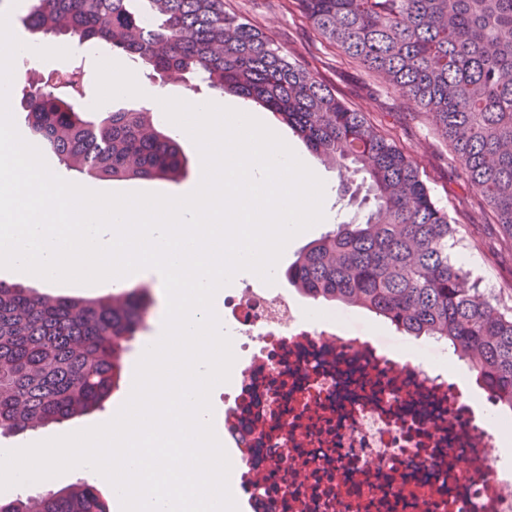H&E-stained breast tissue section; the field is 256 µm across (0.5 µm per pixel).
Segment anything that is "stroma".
Wrapping results in <instances>:
<instances>
[{
    "mask_svg": "<svg viewBox=\"0 0 512 512\" xmlns=\"http://www.w3.org/2000/svg\"><path fill=\"white\" fill-rule=\"evenodd\" d=\"M227 10L263 28L289 59L313 70L350 107L364 112L378 128L389 134L418 165L423 180L438 204L447 210L457 228L461 245L457 259L468 271L470 281L481 284L482 291L492 295L500 305L512 307V241L496 224L484 201L480 188L466 180L458 164L451 160L447 143L426 119L421 107L409 97L389 87L368 73L361 64L343 56L336 48L322 41L288 0H225ZM67 66L83 67L91 94L105 90V78L87 47L71 45L70 55L41 66L37 74L21 71L14 85L15 96H22L35 78L46 77L48 71ZM179 142L187 157V173L179 183L153 181L83 180L82 185L98 192H151L165 195L191 192L200 174L197 148L188 137ZM317 171L326 192L324 208L328 214L303 235L286 245L276 269V288L301 307L336 312L343 327H353L363 335L379 336L395 351L413 352L425 365L450 366L452 359L440 354L434 342L426 337L405 336L367 310L341 303L320 302L306 298L291 287L283 276L300 249L336 225L362 218L363 210L351 202L350 193L356 183L340 177L337 170L318 166ZM106 418L97 410L61 424L19 435H0V448L27 446L50 436L63 435L97 424Z\"/></svg>",
    "mask_w": 512,
    "mask_h": 512,
    "instance_id": "obj_1",
    "label": "stroma"
}]
</instances>
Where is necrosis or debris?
Wrapping results in <instances>:
<instances>
[{
  "label": "necrosis or debris",
  "mask_w": 512,
  "mask_h": 512,
  "mask_svg": "<svg viewBox=\"0 0 512 512\" xmlns=\"http://www.w3.org/2000/svg\"><path fill=\"white\" fill-rule=\"evenodd\" d=\"M238 349L224 445L245 512H512V461L448 371L317 321L275 288L224 298Z\"/></svg>",
  "instance_id": "necrosis-or-debris-1"
}]
</instances>
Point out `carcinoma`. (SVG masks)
I'll list each match as a JSON object with an SVG mask.
<instances>
[{
  "label": "carcinoma",
  "mask_w": 512,
  "mask_h": 512,
  "mask_svg": "<svg viewBox=\"0 0 512 512\" xmlns=\"http://www.w3.org/2000/svg\"><path fill=\"white\" fill-rule=\"evenodd\" d=\"M28 0L44 35L106 44L150 79L196 75L213 90L262 103L320 162L362 175L369 210L309 243L285 277L301 294L375 313L407 336L446 342L512 410V309L492 303L452 250L459 244L418 166L313 71L288 59L224 0ZM314 31L413 99L448 140L512 236V0H291ZM84 73L29 85V137L93 180L173 183L186 172L176 139L146 108L87 118ZM153 304L145 285L66 298L0 281V435L104 407L123 354ZM0 512H109L87 483L0 496Z\"/></svg>",
  "instance_id": "cac0c4a2"
}]
</instances>
